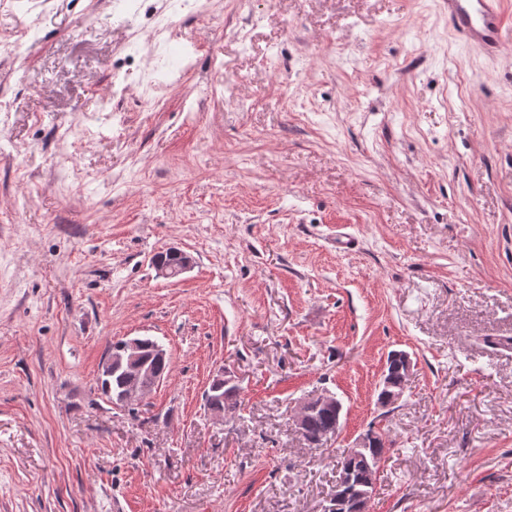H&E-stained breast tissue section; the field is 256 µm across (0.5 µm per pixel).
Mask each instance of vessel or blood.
Returning <instances> with one entry per match:
<instances>
[{"label": "vessel or blood", "mask_w": 512, "mask_h": 512, "mask_svg": "<svg viewBox=\"0 0 512 512\" xmlns=\"http://www.w3.org/2000/svg\"><path fill=\"white\" fill-rule=\"evenodd\" d=\"M449 27L466 43L482 48L489 55L499 53L512 17L503 0H444Z\"/></svg>", "instance_id": "obj_1"}]
</instances>
